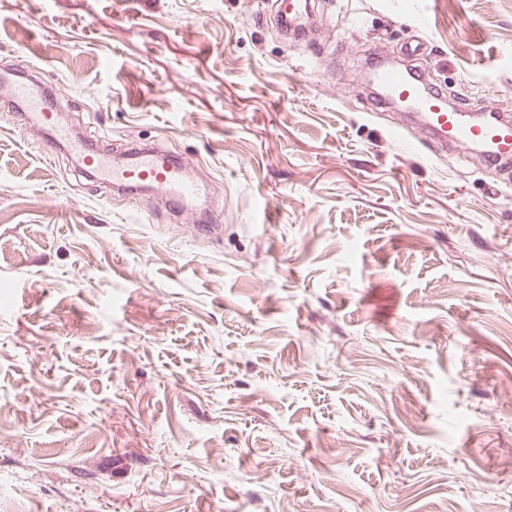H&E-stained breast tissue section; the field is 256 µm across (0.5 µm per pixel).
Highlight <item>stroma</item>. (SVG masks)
Returning <instances> with one entry per match:
<instances>
[{"label":"stroma","instance_id":"35a3bbf8","mask_svg":"<svg viewBox=\"0 0 512 512\" xmlns=\"http://www.w3.org/2000/svg\"><path fill=\"white\" fill-rule=\"evenodd\" d=\"M312 8L286 37L274 0H0V73L211 205L115 192L0 94L7 512H512V185L360 78L418 41L506 110L512 0Z\"/></svg>","mask_w":512,"mask_h":512}]
</instances>
